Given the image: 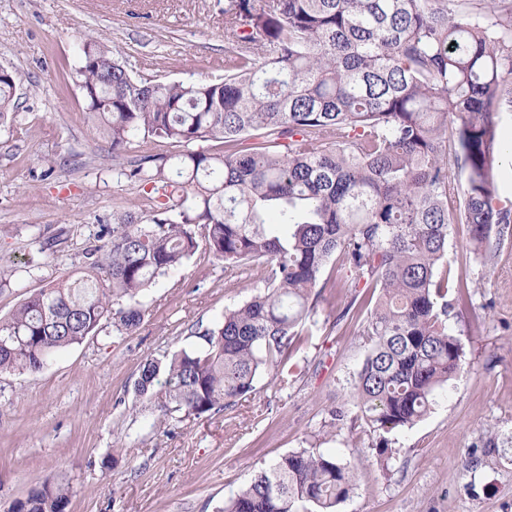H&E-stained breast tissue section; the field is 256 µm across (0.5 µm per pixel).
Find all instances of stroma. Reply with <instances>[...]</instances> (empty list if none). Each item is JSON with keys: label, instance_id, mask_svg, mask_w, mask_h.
<instances>
[{"label": "stroma", "instance_id": "stroma-1", "mask_svg": "<svg viewBox=\"0 0 512 512\" xmlns=\"http://www.w3.org/2000/svg\"><path fill=\"white\" fill-rule=\"evenodd\" d=\"M96 39L136 78L200 83L224 73V0H0V67L17 77L18 108L0 123V318L81 266L113 212L137 190L118 181L109 146L87 118L76 71ZM448 267L471 305L450 315L463 368L431 412L379 436L345 421L362 366L365 310L326 289L291 350L288 390L262 375L233 410L161 423L138 397L139 369L191 343L198 325L256 292V272L230 271L208 251L138 299V329L97 335L42 370L0 373V512L57 476L73 486L65 512H222L255 467L311 448L351 463L356 486L336 512H512V243L474 253L466 225L448 237Z\"/></svg>", "mask_w": 512, "mask_h": 512}]
</instances>
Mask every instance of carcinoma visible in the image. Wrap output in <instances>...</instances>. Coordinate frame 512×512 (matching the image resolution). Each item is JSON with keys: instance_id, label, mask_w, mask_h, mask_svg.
Wrapping results in <instances>:
<instances>
[{"instance_id": "1", "label": "carcinoma", "mask_w": 512, "mask_h": 512, "mask_svg": "<svg viewBox=\"0 0 512 512\" xmlns=\"http://www.w3.org/2000/svg\"><path fill=\"white\" fill-rule=\"evenodd\" d=\"M224 30V77L201 84L135 79L83 41L77 76L112 157L135 142L182 151L119 166L135 211L112 214L79 277L0 320V372H38L108 318L121 336L137 329L132 302L203 242L226 269L261 267L263 290L193 346L142 365L136 392L162 416L230 410L265 372L288 389V352L319 291L373 288L353 420L412 426L462 368L448 310L467 299L448 298L440 273L451 225H467L480 255L512 239L496 179L512 153L499 136L512 0H224ZM16 83L0 78V121ZM210 140L222 149H189ZM331 262L346 279L323 277ZM354 485L350 463L303 448L254 470L223 512H335ZM71 494L50 481L12 512H65Z\"/></svg>"}]
</instances>
